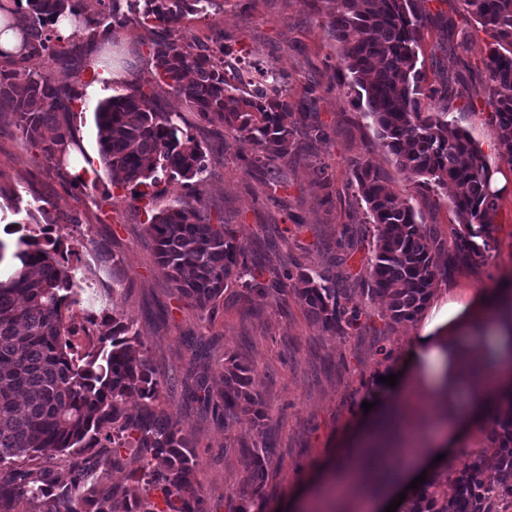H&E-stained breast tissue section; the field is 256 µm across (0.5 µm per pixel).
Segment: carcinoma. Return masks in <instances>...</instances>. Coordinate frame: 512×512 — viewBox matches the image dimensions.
I'll use <instances>...</instances> for the list:
<instances>
[{
	"instance_id": "obj_1",
	"label": "carcinoma",
	"mask_w": 512,
	"mask_h": 512,
	"mask_svg": "<svg viewBox=\"0 0 512 512\" xmlns=\"http://www.w3.org/2000/svg\"><path fill=\"white\" fill-rule=\"evenodd\" d=\"M25 2L24 52L0 69V111L15 116L25 141L40 148L55 167H76L73 135L60 114L72 110L73 90L46 73L26 71L42 58L67 65L75 48L49 22L68 18L87 42L105 40L134 20L152 30L156 85L171 89L204 121L215 119L254 142L248 166L262 169L267 185L278 187L279 164L305 156L324 187L330 166L312 152L311 142L327 132L318 114L289 100L283 77L268 69L242 70L224 59V33L188 37L182 21L201 15L215 0H15ZM327 31L338 44L345 85L365 118L372 119L380 146L399 172L418 188L453 187L450 198L461 226L448 238L423 223L420 211L400 201L379 170L358 161L349 186L365 204V220L343 225L340 253L329 267L275 272L264 279L267 240L246 252L223 219L194 202L206 180V146L180 125L177 112L156 107L155 93L140 78L131 91L100 100L94 109L99 153L112 184L143 203L146 232L157 263L179 297L213 312L225 288L238 298L293 295L306 313L332 334L366 327V309L354 298L386 302L382 319L392 326L413 322L426 307L437 276L458 264L479 265L490 251L500 190L495 170L469 134L449 123L448 102L482 96L498 130L501 154L512 163V0H458L463 15L492 30L485 80L477 87L452 88L449 79L428 81L419 62L421 31L438 24L448 37L453 20L427 6L430 0H336ZM305 137L302 143L299 137ZM177 185L183 194L157 210L156 201ZM0 240V512H207L195 488L199 464L190 434L159 408L165 377L151 365L133 324L115 312L102 318L98 343L80 352L72 344L77 326L68 320L82 299L79 269L71 247L51 237L49 225L15 222ZM371 239L366 273L354 271L355 244ZM191 398L221 419L251 416L257 428L267 412L251 370L225 359L224 381L213 389L208 376H195ZM135 409L127 408L131 398ZM496 434L453 471L430 477L406 512H512V397L494 407ZM274 444H244L240 453L248 476L235 496L238 512H266L263 485ZM494 474H487V458ZM134 466L131 476L144 497L131 499L112 484L114 469ZM452 485V493L442 490ZM161 496L165 510L151 495Z\"/></svg>"
}]
</instances>
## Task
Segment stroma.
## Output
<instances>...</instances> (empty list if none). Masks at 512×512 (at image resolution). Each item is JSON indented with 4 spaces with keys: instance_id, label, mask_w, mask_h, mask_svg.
Instances as JSON below:
<instances>
[{
    "instance_id": "obj_1",
    "label": "stroma",
    "mask_w": 512,
    "mask_h": 512,
    "mask_svg": "<svg viewBox=\"0 0 512 512\" xmlns=\"http://www.w3.org/2000/svg\"><path fill=\"white\" fill-rule=\"evenodd\" d=\"M334 7L333 0H249L245 5L220 0L207 16L183 23L188 34L201 39L223 32L224 50L231 57L283 71L289 98L297 103L311 100L329 133L315 150L333 171L331 188L318 185L301 158L281 164L283 185L274 191L277 201H269L272 191L262 175L245 166L256 152L251 140L220 122L198 119L167 88L157 90L159 107L183 113L189 133L207 146L209 169L198 208L223 217L246 246L265 239L272 229L284 230L285 244L269 255L277 270L297 264L327 267L343 225L363 222L364 211L348 185L357 160L375 166L400 200L421 211L425 224L444 233L457 221L448 191L428 192L405 179L379 147L371 119L361 116L341 86L338 46L326 27ZM441 8L466 36L450 41L438 28L424 29L419 61L427 73L479 84L485 78L491 33L464 20L457 0H443ZM151 39L148 28L130 22L118 29L115 40L93 47V67L122 78L112 84L113 93L125 92L124 81L130 76L152 79ZM93 108L86 99L75 103L70 122L75 140L97 173L96 186L72 187L66 169L47 162L38 148L23 140L13 115L0 112V189L19 196L22 213L55 220L57 237L74 250L73 263L97 285L83 296L86 310H115L134 322L151 363L169 378L160 392V407L192 438L199 459L195 487L208 512H233L234 492L247 477L239 447L267 436L275 450L264 495L269 512H274L312 482L316 469L346 448L364 415L363 402L384 397L381 376L388 367L379 361L373 329L383 330L384 345L397 355L416 325L385 326V303L378 298L365 304L370 331L347 336L326 332L291 298L269 296L248 305L240 303L230 287L212 315L178 299L156 263L144 213L128 198L109 203L102 199L112 187V176L100 160ZM448 119L470 135L491 168L502 171L506 185L486 264L458 267L438 276L434 286L443 292L451 287L490 289L501 279L512 278V166L501 155L498 131L483 98L451 101ZM67 215L79 217L82 237L73 236L70 225L64 224ZM228 356L252 371L254 389L269 416L262 429H255L246 416L229 422L216 418L189 396L190 374L196 370L206 372L213 386H221Z\"/></svg>"
}]
</instances>
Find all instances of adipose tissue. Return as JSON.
<instances>
[{
  "label": "adipose tissue",
  "instance_id": "obj_1",
  "mask_svg": "<svg viewBox=\"0 0 512 512\" xmlns=\"http://www.w3.org/2000/svg\"><path fill=\"white\" fill-rule=\"evenodd\" d=\"M479 329L487 332L488 341L471 345L467 336ZM396 369L395 393L377 401L348 448L320 471L317 489L350 484L349 463L369 452L382 419L402 426L407 414L402 392L435 404L443 425L403 458L391 480L370 493L369 512H384L412 481L438 470V456L454 460L467 432L485 424L488 404L512 393V290L449 289L446 301L434 306L423 327L409 337Z\"/></svg>",
  "mask_w": 512,
  "mask_h": 512
}]
</instances>
